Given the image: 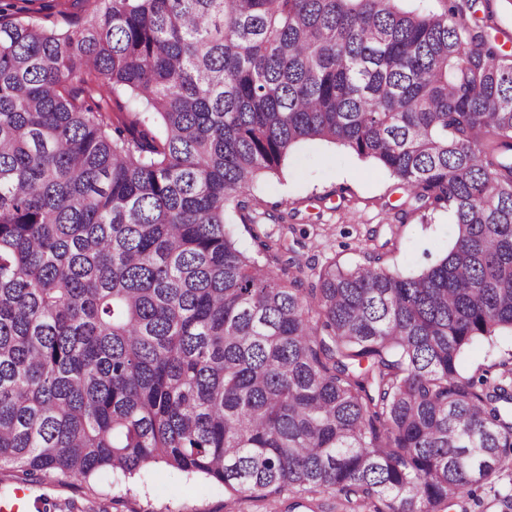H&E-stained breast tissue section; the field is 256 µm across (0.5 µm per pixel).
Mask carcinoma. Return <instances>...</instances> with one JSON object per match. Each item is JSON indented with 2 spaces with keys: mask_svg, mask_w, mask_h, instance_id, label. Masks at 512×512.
Segmentation results:
<instances>
[{
  "mask_svg": "<svg viewBox=\"0 0 512 512\" xmlns=\"http://www.w3.org/2000/svg\"><path fill=\"white\" fill-rule=\"evenodd\" d=\"M91 2L58 33L0 0V470L512 504V358L460 370L512 333V54L453 7ZM304 141L451 213L446 256L402 276L372 251L305 287L249 214ZM512 355V335L503 333L490 342L480 341L468 348L461 362L462 373L466 376L473 375L488 365L498 363Z\"/></svg>",
  "mask_w": 512,
  "mask_h": 512,
  "instance_id": "obj_1",
  "label": "carcinoma"
}]
</instances>
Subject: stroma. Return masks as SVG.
I'll list each match as a JSON object with an SVG mask.
<instances>
[{
	"instance_id": "1",
	"label": "stroma",
	"mask_w": 512,
	"mask_h": 512,
	"mask_svg": "<svg viewBox=\"0 0 512 512\" xmlns=\"http://www.w3.org/2000/svg\"><path fill=\"white\" fill-rule=\"evenodd\" d=\"M463 20L512 52V0H455ZM42 26L59 32L86 12V0H30ZM257 222L293 249L302 276L311 281L328 264L348 268L377 249L387 269L419 273L445 256L454 242L455 224L445 211L405 213L407 193L374 160L328 142L298 145L279 168L258 176ZM512 357V335L481 341L461 362L470 376ZM29 487L28 512H288V496L242 500L226 510L223 485L199 475L149 464L134 475L101 471L82 481L25 483L20 472H0V497Z\"/></svg>"
}]
</instances>
